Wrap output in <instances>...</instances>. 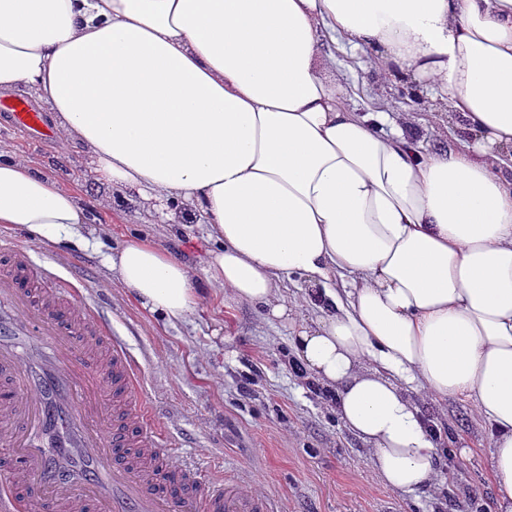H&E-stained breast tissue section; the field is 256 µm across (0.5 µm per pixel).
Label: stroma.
Wrapping results in <instances>:
<instances>
[{
	"label": "stroma",
	"instance_id": "1",
	"mask_svg": "<svg viewBox=\"0 0 512 512\" xmlns=\"http://www.w3.org/2000/svg\"><path fill=\"white\" fill-rule=\"evenodd\" d=\"M330 72L349 105L395 119L411 114L418 139L451 140L452 129L420 96L397 86L388 101H379V79L363 53L338 54ZM18 100L39 112L44 126L54 124L32 93L0 96V152L61 179L89 208L90 222L79 244L37 243L16 226H0V235L35 245L45 260L75 261L90 296L140 365L149 408L167 421L174 439L173 462L198 459L207 471L237 479L245 492L270 496L278 512H493L489 437L467 400L422 406L450 435L436 490L404 494L385 487L321 387L294 372L290 329L208 287L205 261L216 244L201 213L183 206L177 223H156L136 198L96 182L80 147L21 133L11 109ZM134 240L160 245L188 264L202 298L185 320L150 312L112 280L106 256Z\"/></svg>",
	"mask_w": 512,
	"mask_h": 512
}]
</instances>
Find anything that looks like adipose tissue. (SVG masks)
Segmentation results:
<instances>
[{"mask_svg": "<svg viewBox=\"0 0 512 512\" xmlns=\"http://www.w3.org/2000/svg\"><path fill=\"white\" fill-rule=\"evenodd\" d=\"M343 48L460 133L425 145L348 105L325 74ZM18 89L97 181L161 201L164 224L200 209L222 245L210 283L288 323L381 483L433 486L441 426L420 404L460 397L489 433L495 512H512V0H0V96ZM89 221L0 154V225L58 243ZM105 265L168 319L198 304L155 244ZM295 277L299 302L280 293Z\"/></svg>", "mask_w": 512, "mask_h": 512, "instance_id": "1", "label": "adipose tissue"}]
</instances>
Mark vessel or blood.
<instances>
[{"label":"vessel or blood","mask_w":512,"mask_h":512,"mask_svg":"<svg viewBox=\"0 0 512 512\" xmlns=\"http://www.w3.org/2000/svg\"><path fill=\"white\" fill-rule=\"evenodd\" d=\"M137 362L81 284L0 236V512H275L237 481L182 463Z\"/></svg>","instance_id":"obj_1"}]
</instances>
